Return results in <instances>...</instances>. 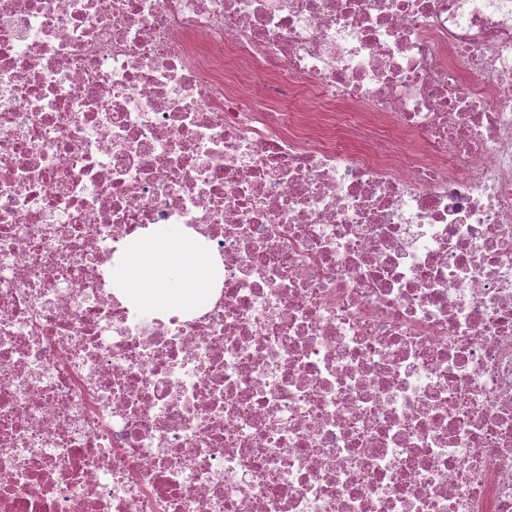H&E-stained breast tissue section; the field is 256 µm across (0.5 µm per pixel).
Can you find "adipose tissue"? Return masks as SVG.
Masks as SVG:
<instances>
[{"mask_svg": "<svg viewBox=\"0 0 512 512\" xmlns=\"http://www.w3.org/2000/svg\"><path fill=\"white\" fill-rule=\"evenodd\" d=\"M115 279L126 298L148 309L166 312L199 307L219 279L197 240L178 227L163 225L132 240Z\"/></svg>", "mask_w": 512, "mask_h": 512, "instance_id": "obj_1", "label": "adipose tissue"}]
</instances>
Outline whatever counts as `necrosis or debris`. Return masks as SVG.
<instances>
[{
    "label": "necrosis or debris",
    "instance_id": "obj_1",
    "mask_svg": "<svg viewBox=\"0 0 512 512\" xmlns=\"http://www.w3.org/2000/svg\"><path fill=\"white\" fill-rule=\"evenodd\" d=\"M0 512H512V0H0ZM116 288L148 309L199 307L219 279L197 240L183 236L177 226H156L134 238L125 259L115 269Z\"/></svg>",
    "mask_w": 512,
    "mask_h": 512
}]
</instances>
